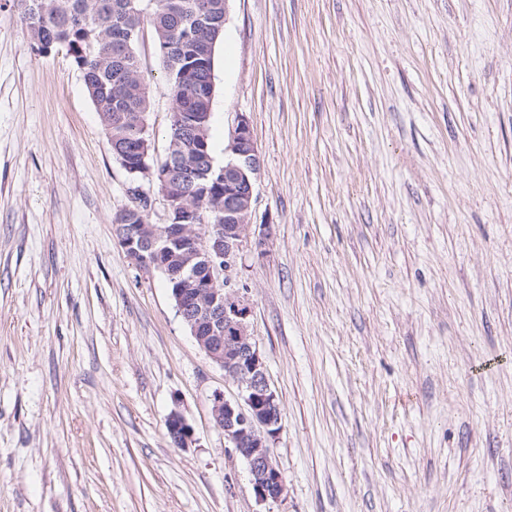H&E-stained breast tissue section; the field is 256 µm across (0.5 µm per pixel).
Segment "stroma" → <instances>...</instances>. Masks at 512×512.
<instances>
[{
  "instance_id": "obj_1",
  "label": "stroma",
  "mask_w": 512,
  "mask_h": 512,
  "mask_svg": "<svg viewBox=\"0 0 512 512\" xmlns=\"http://www.w3.org/2000/svg\"><path fill=\"white\" fill-rule=\"evenodd\" d=\"M214 83L216 161L241 113L260 155L236 290L287 491L256 498L211 417L236 383L118 242L81 73L0 0V512H512V0H228ZM166 428L169 437L176 446L187 448L193 443V428L180 411L176 409L171 411L166 420Z\"/></svg>"
}]
</instances>
